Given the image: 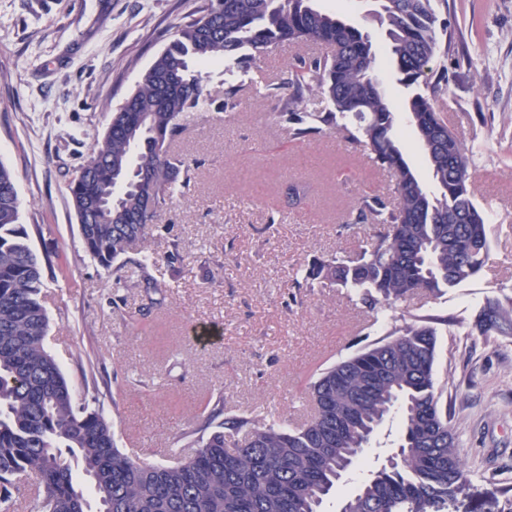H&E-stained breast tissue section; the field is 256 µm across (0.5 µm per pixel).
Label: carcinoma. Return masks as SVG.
I'll return each instance as SVG.
<instances>
[{
	"instance_id": "obj_1",
	"label": "carcinoma",
	"mask_w": 512,
	"mask_h": 512,
	"mask_svg": "<svg viewBox=\"0 0 512 512\" xmlns=\"http://www.w3.org/2000/svg\"><path fill=\"white\" fill-rule=\"evenodd\" d=\"M383 17L407 90L401 104L372 76L369 37L314 0H210L178 26L68 182L85 251L116 273L140 243L138 266L157 264L148 242L194 166L171 144L195 111L212 104L194 66L224 64L221 107L233 110L241 77L266 51L314 42L332 54L296 57L291 78L277 86V119L296 139L332 130L363 147L389 172L396 202L363 200L358 219L369 216L382 230L356 257L316 263L305 278L350 290L379 313L408 295H441L478 275L492 252L487 216L469 188L473 155L426 92L439 49L434 0H386ZM315 91L325 108L307 112ZM401 111L438 197L403 155ZM42 288L14 174L0 163V512H10L9 487L21 474L35 481L40 512H91L93 500L97 512H322L393 413L397 452L370 471L341 512H448L469 482L435 370L437 325L448 324L446 317H417L323 369L307 394L314 414L298 429L266 416H232L192 455L150 465L121 452L103 412L77 401L45 343ZM473 329L486 337L512 331V296L488 300Z\"/></svg>"
}]
</instances>
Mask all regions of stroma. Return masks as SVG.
Listing matches in <instances>:
<instances>
[{"instance_id": "35a3bbf8", "label": "stroma", "mask_w": 512, "mask_h": 512, "mask_svg": "<svg viewBox=\"0 0 512 512\" xmlns=\"http://www.w3.org/2000/svg\"><path fill=\"white\" fill-rule=\"evenodd\" d=\"M206 0H0V163L38 256L46 344L79 400L102 409L120 449L148 463L191 455L217 411L301 425L316 374L424 315L447 317L437 377L470 471L448 512H500L512 489V335L467 328L487 299L512 295V0H435L440 54L434 103L473 151L474 201L494 256L440 297L418 293L376 316L346 290L306 279L313 262L356 256L377 232L365 196L391 199V178L342 135L292 138L277 97L297 53L262 56L237 107L195 112L177 153L199 167L162 213L159 258L120 276L85 252L67 184L110 113ZM389 50L374 0H314ZM303 188L291 203L288 189ZM180 260L168 261L171 252ZM156 280L144 287V277ZM123 285H116V278Z\"/></svg>"}]
</instances>
